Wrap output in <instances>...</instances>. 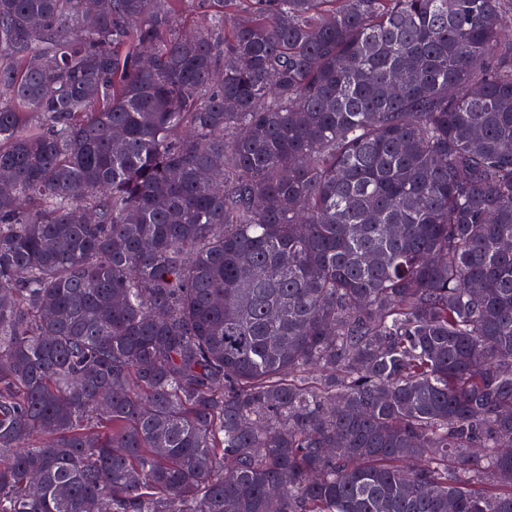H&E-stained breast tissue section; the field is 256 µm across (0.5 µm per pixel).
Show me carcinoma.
Instances as JSON below:
<instances>
[{
  "label": "carcinoma",
  "mask_w": 512,
  "mask_h": 512,
  "mask_svg": "<svg viewBox=\"0 0 512 512\" xmlns=\"http://www.w3.org/2000/svg\"><path fill=\"white\" fill-rule=\"evenodd\" d=\"M505 27L0 0V512H512Z\"/></svg>",
  "instance_id": "carcinoma-1"
}]
</instances>
